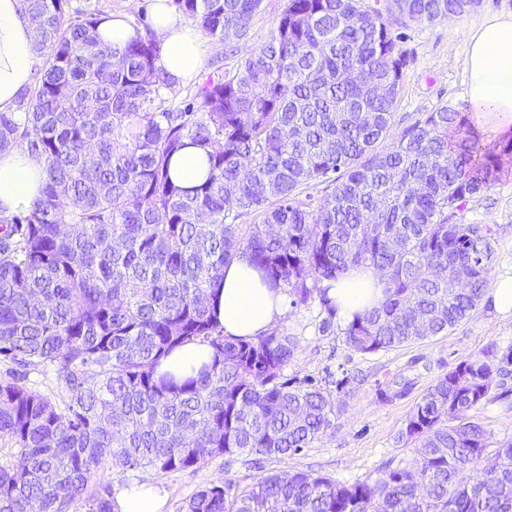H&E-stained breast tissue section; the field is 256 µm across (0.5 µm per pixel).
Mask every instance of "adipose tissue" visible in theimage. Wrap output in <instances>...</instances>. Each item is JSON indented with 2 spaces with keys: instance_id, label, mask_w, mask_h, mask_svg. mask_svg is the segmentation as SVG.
I'll list each match as a JSON object with an SVG mask.
<instances>
[{
  "instance_id": "adipose-tissue-1",
  "label": "adipose tissue",
  "mask_w": 512,
  "mask_h": 512,
  "mask_svg": "<svg viewBox=\"0 0 512 512\" xmlns=\"http://www.w3.org/2000/svg\"><path fill=\"white\" fill-rule=\"evenodd\" d=\"M152 27L162 43L159 69L174 83L196 76L205 48L184 24L176 0H152ZM36 53L28 13L19 0H0V112H16L21 94L34 80ZM467 107L486 138L512 135V15L495 16L475 27L465 60ZM44 164L21 150L0 154V213L8 215L38 196ZM377 272L352 269L329 294L337 315L349 321L377 305L382 297ZM282 289L265 284L241 257L224 271L218 316L225 335L254 338L265 334L283 313ZM116 512H164L166 499L149 482L125 487L116 500Z\"/></svg>"
}]
</instances>
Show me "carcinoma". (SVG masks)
<instances>
[{
    "label": "carcinoma",
    "instance_id": "carcinoma-1",
    "mask_svg": "<svg viewBox=\"0 0 512 512\" xmlns=\"http://www.w3.org/2000/svg\"><path fill=\"white\" fill-rule=\"evenodd\" d=\"M261 4L178 0L240 54L181 108L140 16L143 33L117 53L99 39L101 12L23 0L35 79L24 121L0 112V152L41 156L45 177L27 208L0 214V360L12 364L0 377V512H114L111 487L87 493L105 464L194 472L238 452L296 454L333 426L332 395L283 374L294 337L277 326L224 335L217 287L238 257L293 307L319 303L326 326L336 281L376 270L382 301L342 331L363 354L454 328L490 287L493 230L464 210L512 140L485 142L471 113L448 105L392 135L408 64L396 29L461 15L470 0H400L386 14L365 0H285L255 47ZM189 145L208 172L184 189L170 162ZM254 214L261 222L245 223ZM191 343L211 362L185 378L159 372ZM510 364L512 350L490 345L438 378L401 433L418 443L408 465L351 486L300 471L247 487L226 478L185 512H512V443L478 468L487 433L467 416ZM31 371L53 375L57 398L27 386Z\"/></svg>",
    "mask_w": 512,
    "mask_h": 512
}]
</instances>
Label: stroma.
<instances>
[{
  "label": "stroma",
  "instance_id": "obj_1",
  "mask_svg": "<svg viewBox=\"0 0 512 512\" xmlns=\"http://www.w3.org/2000/svg\"><path fill=\"white\" fill-rule=\"evenodd\" d=\"M509 14L512 0H483L469 13L403 28L401 47L409 63L394 108L395 129L447 104L465 107L468 34L487 18ZM465 215L467 221L491 225L495 232L493 279L512 277V155L503 156L498 180L481 197L467 202ZM323 317L320 304L314 303L285 307L278 321L297 341L285 369L287 377L314 378L336 401L333 427L312 447L273 459L227 455L207 461L192 474L149 470L123 475L105 467L94 475L90 491L108 485L117 493L128 484L148 481L165 494V512H182L197 491L223 477L244 486L271 472L302 471L343 484L375 478L386 462L406 463L414 457V443L402 440L401 433L438 378L488 345L502 351L512 348V315H499L486 299L447 332L369 354L346 346L343 320L322 330ZM470 416L489 437L482 463L494 464L498 448L512 442V376L495 381L486 401Z\"/></svg>",
  "mask_w": 512,
  "mask_h": 512
}]
</instances>
